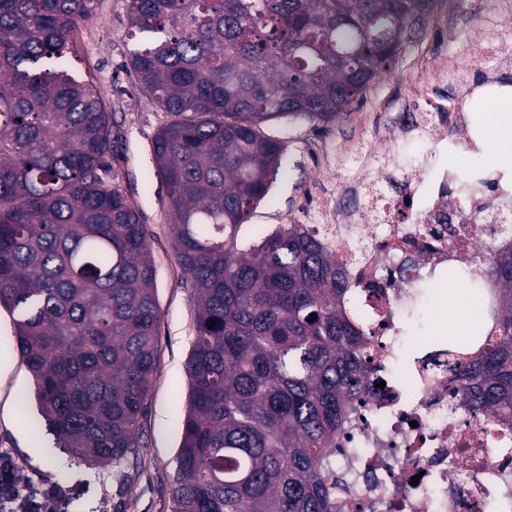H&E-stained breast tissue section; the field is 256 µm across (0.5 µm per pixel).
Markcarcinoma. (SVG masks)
Wrapping results in <instances>:
<instances>
[{
  "mask_svg": "<svg viewBox=\"0 0 512 512\" xmlns=\"http://www.w3.org/2000/svg\"><path fill=\"white\" fill-rule=\"evenodd\" d=\"M94 0H0V304L56 447L140 455L156 273L140 215L102 174L109 119L72 71ZM423 0H129L130 66L171 120L153 154L197 298L172 512H337L330 456L373 373L346 271L308 224L239 237L282 167L272 122L334 123L388 70ZM191 112L194 118L186 119ZM462 284L496 286L489 331L448 343L472 420L512 435V240ZM315 319H310V315Z\"/></svg>",
  "mask_w": 512,
  "mask_h": 512,
  "instance_id": "cac0c4a2",
  "label": "carcinoma"
}]
</instances>
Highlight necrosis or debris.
<instances>
[{"mask_svg":"<svg viewBox=\"0 0 512 512\" xmlns=\"http://www.w3.org/2000/svg\"><path fill=\"white\" fill-rule=\"evenodd\" d=\"M480 53L482 89L421 99L403 123L419 165L400 167L394 144L379 143L359 205L343 214L331 201L318 206L317 229L361 300L357 318L373 334L376 374L385 382L365 396L336 450V470L349 476L341 512H484L491 496L512 503V451H501L493 419L476 423L458 410L447 339L406 335L402 317L414 295L406 260H416L437 291L449 268L471 261L484 242L461 238L459 225L494 224L512 236V179L486 180L483 192L465 197L450 163L476 146V100L512 96L496 67L498 45L481 41ZM370 281L383 284V294L367 291Z\"/></svg>","mask_w":512,"mask_h":512,"instance_id":"necrosis-or-debris-1","label":"necrosis or debris"}]
</instances>
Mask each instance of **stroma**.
<instances>
[{
    "mask_svg": "<svg viewBox=\"0 0 512 512\" xmlns=\"http://www.w3.org/2000/svg\"><path fill=\"white\" fill-rule=\"evenodd\" d=\"M497 27L487 0H445L441 6L429 0L418 35L342 120L265 125L264 133L283 141L287 154L267 199L253 210L243 232L311 223L319 202L341 199L359 176L353 157L367 156L379 138L395 134V113L431 95L436 77L448 73L449 57H476L469 78H481L485 63L478 58V37ZM75 46L73 72L96 86L109 116L111 145L104 181L138 211L156 271L159 343L144 399L141 452L120 467L82 463L75 468L45 463L34 454L25 434L48 446L54 437L35 425L32 378L14 344L16 315L1 306L0 353L9 354L13 366L0 374V453L15 459L20 480L71 489L67 512H171L170 489L188 402L186 362L195 337V298L176 256L171 202L153 160L154 138L170 116L142 91L127 67L136 46L128 0H94L92 15L75 33Z\"/></svg>",
    "mask_w": 512,
    "mask_h": 512,
    "instance_id": "35a3bbf8",
    "label": "stroma"
}]
</instances>
